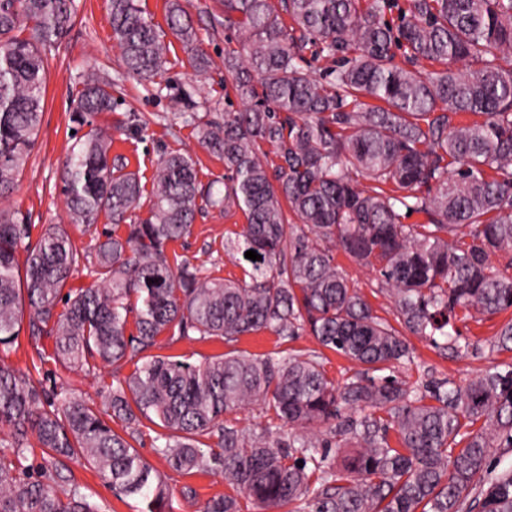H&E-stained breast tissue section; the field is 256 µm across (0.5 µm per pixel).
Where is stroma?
Listing matches in <instances>:
<instances>
[{
  "mask_svg": "<svg viewBox=\"0 0 512 512\" xmlns=\"http://www.w3.org/2000/svg\"><path fill=\"white\" fill-rule=\"evenodd\" d=\"M136 2L143 15L158 30L164 31V41L169 46L165 70L155 82H142L126 73L112 38L109 0H75L76 18L70 33L46 51L47 89L37 145L7 201L9 208L26 215L31 239H38L46 225L62 223L65 218L61 177L63 162L73 144L69 114L82 87L81 76L88 69L111 80L116 101L112 111L99 114L94 122L111 126L113 153L127 158L130 170L138 173L142 185H150L162 155L180 151L193 154L202 184L219 190L224 187V164L199 144L194 124L179 120L170 123L165 116L170 112H187L203 119L213 112L236 111L240 101L233 91L225 89L224 72L219 68L209 78L195 79L190 54L166 31L167 0ZM184 6L210 59L219 64L225 53L239 50L236 34L222 24V0H184ZM245 222L244 213L235 206L222 212L202 211L196 217L190 236L171 244L168 252L206 268L214 276L241 277V268L222 253L221 248L225 237L240 231ZM336 262L360 289L375 314L391 325H398L395 306L380 292L376 273L341 252L337 253ZM504 321V315L500 314L458 322L463 339L477 345L476 351L464 358L449 350L434 349L424 338L408 336L415 359L413 363L396 367L394 374L398 380L419 388L433 380L446 379L461 384L497 363L512 362V352L497 353L489 349ZM53 347L52 337L35 341L23 333L5 360L15 369L25 371L31 369L37 355H44L40 377L46 387L63 385L96 406H103L104 391L112 382L111 368L100 366L90 372L68 370L54 361ZM235 347L255 355L273 352L308 355L320 351L318 342L306 332L289 341L272 332L260 331L241 337ZM229 348L219 340L171 342L163 336L155 352L198 364L208 357L228 352ZM153 438V431H144L135 447L170 488L166 512H200L208 500L227 493L228 487L221 476L173 471L155 452ZM66 467L74 482L91 501L101 506L102 512H141L143 504L139 499L115 497L108 483L82 462L72 459L67 461ZM188 487L195 492L191 502L183 496Z\"/></svg>",
  "mask_w": 512,
  "mask_h": 512,
  "instance_id": "35a3bbf8",
  "label": "stroma"
}]
</instances>
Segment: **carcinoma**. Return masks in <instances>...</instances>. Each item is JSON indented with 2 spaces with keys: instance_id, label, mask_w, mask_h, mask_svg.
Listing matches in <instances>:
<instances>
[{
  "instance_id": "obj_1",
  "label": "carcinoma",
  "mask_w": 512,
  "mask_h": 512,
  "mask_svg": "<svg viewBox=\"0 0 512 512\" xmlns=\"http://www.w3.org/2000/svg\"><path fill=\"white\" fill-rule=\"evenodd\" d=\"M281 3L290 25L269 0H224V27L245 50L224 57V82L242 108L203 121L172 113L224 162V191L202 185L192 154L169 152L142 202L112 132L93 122L112 111V83L88 72L62 193L69 223L89 230L102 213L112 223L94 237L93 283L67 288L82 254L63 225L32 242L22 213L0 209V351L25 322L31 338H54L62 366L112 368L106 421L68 389L0 361V429L10 435L0 439V512H100L63 471L74 456L141 499V512H165L170 489L133 445L147 423L163 429L155 450L171 469L224 475L233 493L202 512H242V499L266 512H512V471L491 473L495 449L512 448V364L422 391L380 375L413 352L335 260L340 250L375 270L405 330L438 350L476 348L457 344L460 315L512 310V0ZM75 15L74 0H0L1 199L37 143L45 50ZM110 18L126 72L153 81L167 63L156 26L135 0H110ZM166 24L206 72L182 0H168ZM309 44L333 63L329 79L303 67ZM201 201L244 212L247 224L224 239L243 278L170 263L168 245L191 234ZM410 212L427 222L405 223ZM497 255L508 258L501 269ZM304 328L363 370L338 384L318 354L231 351L198 365L148 354L166 333L230 344ZM491 345L512 351L511 321ZM250 405L266 424L226 419ZM350 443L343 460L331 455ZM34 445L35 468L23 465Z\"/></svg>"
}]
</instances>
